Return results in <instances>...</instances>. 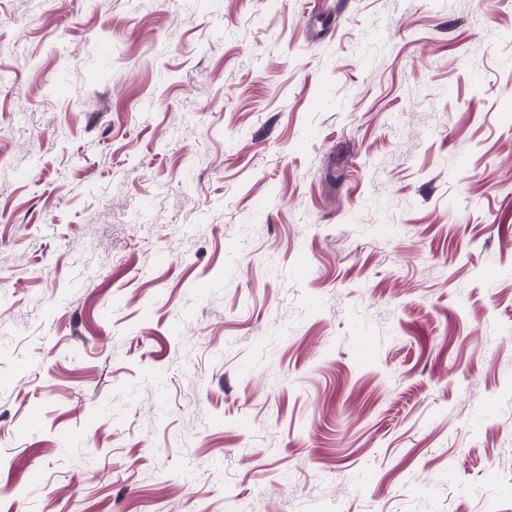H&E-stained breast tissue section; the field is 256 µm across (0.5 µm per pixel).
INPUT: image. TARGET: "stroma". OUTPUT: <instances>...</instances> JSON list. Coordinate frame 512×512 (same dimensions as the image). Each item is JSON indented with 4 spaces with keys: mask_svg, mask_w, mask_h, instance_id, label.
<instances>
[{
    "mask_svg": "<svg viewBox=\"0 0 512 512\" xmlns=\"http://www.w3.org/2000/svg\"><path fill=\"white\" fill-rule=\"evenodd\" d=\"M320 6L0 0V512H512V0Z\"/></svg>",
    "mask_w": 512,
    "mask_h": 512,
    "instance_id": "obj_1",
    "label": "stroma"
}]
</instances>
